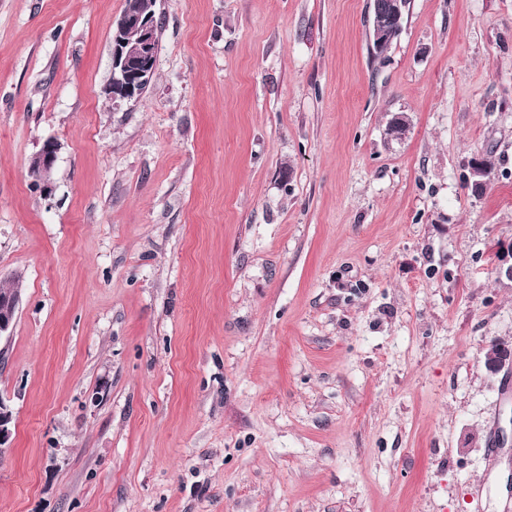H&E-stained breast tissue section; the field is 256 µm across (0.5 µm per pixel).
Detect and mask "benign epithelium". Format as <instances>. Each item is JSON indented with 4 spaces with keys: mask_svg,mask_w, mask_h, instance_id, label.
<instances>
[{
    "mask_svg": "<svg viewBox=\"0 0 512 512\" xmlns=\"http://www.w3.org/2000/svg\"><path fill=\"white\" fill-rule=\"evenodd\" d=\"M129 29L140 31V41H127ZM157 20L153 15H143L131 8L121 12L112 27V75L107 93L115 102L135 104L139 102L142 89L147 86L155 73V38ZM60 145L53 138L46 139L34 155L37 167L46 175L55 167ZM20 302L19 294H0V340L10 338L15 314ZM505 363L504 347L497 342L488 345L485 353L487 369L496 373ZM13 414L0 398V454L7 449L12 435Z\"/></svg>",
    "mask_w": 512,
    "mask_h": 512,
    "instance_id": "1",
    "label": "benign epithelium"
}]
</instances>
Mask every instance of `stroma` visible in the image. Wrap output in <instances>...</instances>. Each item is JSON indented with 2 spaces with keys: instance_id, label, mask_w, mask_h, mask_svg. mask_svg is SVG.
Masks as SVG:
<instances>
[{
  "instance_id": "35a3bbf8",
  "label": "stroma",
  "mask_w": 512,
  "mask_h": 512,
  "mask_svg": "<svg viewBox=\"0 0 512 512\" xmlns=\"http://www.w3.org/2000/svg\"><path fill=\"white\" fill-rule=\"evenodd\" d=\"M369 3L0 0V512H512V0ZM128 29L140 31L139 42L131 45L127 41ZM158 46L159 29L155 16L143 15L131 8L121 12L112 27V75L107 93L113 102H139L150 85L141 95L142 89L155 73ZM59 150L60 145L58 141L53 138H48L42 143L40 149L33 156L35 164L44 174H50L53 171ZM20 302L19 294H0V342L8 340L12 331L15 314Z\"/></svg>"
}]
</instances>
